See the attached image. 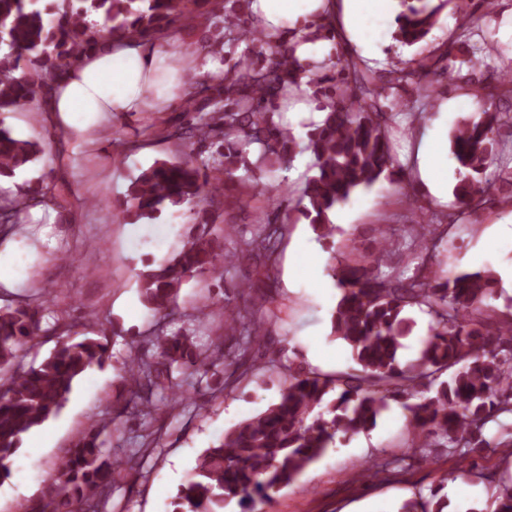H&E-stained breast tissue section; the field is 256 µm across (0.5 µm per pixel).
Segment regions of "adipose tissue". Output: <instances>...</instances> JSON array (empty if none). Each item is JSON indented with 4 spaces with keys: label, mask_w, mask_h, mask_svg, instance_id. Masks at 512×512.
<instances>
[{
    "label": "adipose tissue",
    "mask_w": 512,
    "mask_h": 512,
    "mask_svg": "<svg viewBox=\"0 0 512 512\" xmlns=\"http://www.w3.org/2000/svg\"><path fill=\"white\" fill-rule=\"evenodd\" d=\"M395 0H253L251 8L265 20L272 40L290 48L299 65L322 59L330 49L318 31L328 13H341L351 43H358V25H374L392 9ZM307 18L302 31L289 24ZM174 52L167 38L144 43L135 38L107 39L79 56L61 75L50 81L41 110L51 123L59 143V157H66L67 133L98 123L117 112L165 111L169 102L187 92V79L173 65ZM294 100L285 122L295 139L307 140L311 124H322L325 111L309 103L311 88L306 75H299ZM421 181L437 202L448 180V157L440 128L423 138L417 154Z\"/></svg>",
    "instance_id": "adipose-tissue-1"
}]
</instances>
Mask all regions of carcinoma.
I'll list each match as a JSON object with an SVG mask.
<instances>
[{
  "label": "carcinoma",
  "mask_w": 512,
  "mask_h": 512,
  "mask_svg": "<svg viewBox=\"0 0 512 512\" xmlns=\"http://www.w3.org/2000/svg\"><path fill=\"white\" fill-rule=\"evenodd\" d=\"M393 39L414 45L429 34L440 7L426 0H403ZM224 12V37L245 44L239 59L217 81L202 75L195 81L202 104L185 99L186 120L168 137L189 153L156 159L140 171L125 195L128 223L152 219L162 211L187 205L196 215L197 234L165 262L140 276L142 303L158 317V351L151 359L129 358L125 369L135 386L132 409L145 416L176 405L173 370L208 374L213 355L192 337L166 334L164 322L179 314L177 299L184 283L208 271L221 279L240 261L271 260L272 240L280 230L281 202L269 199L253 207L251 238L243 248L226 249L227 238L241 233L224 224V234L209 232L215 218L208 198L232 187L235 202L249 203L266 194L262 178L290 164L298 147L275 123L274 107L288 95L293 62L270 45L259 25L243 20L245 4L226 7L221 0H0V114L35 109L49 82L100 39L132 36L149 43L177 26H204ZM342 78L331 94L323 124L308 138L316 174L302 190L297 217L311 224L322 239L336 225L329 213L381 176L398 173L386 126L391 115L381 99L387 91L411 81L406 67L383 80L352 56L332 62ZM512 116L484 107L479 116L458 125L451 150L459 166L453 195L458 214L474 202L487 203L512 185V154L499 130ZM45 152V145L21 138L0 123V178H14ZM496 167L501 185L486 181ZM58 202L60 195L41 181L23 183L13 199L0 200V224H18L36 198ZM435 224H419L409 239L387 238L373 253H355L334 270L341 296L333 312L332 333L350 351L353 373L289 371L280 399L263 412L224 433L206 449L178 489L172 512H224L237 499L241 512H261L273 494L294 484L336 442L376 425L389 400L402 402L421 438L420 458L441 448L460 461L512 448V316L487 304L494 295L490 269L450 276L438 269L406 275L381 265L396 251L437 247ZM415 309L430 317L419 356L401 364V340L412 329L407 314ZM266 321L246 308L224 306V335L246 346L259 343ZM42 333L40 306L25 299L0 308V483L10 475L9 458L23 436L56 416L74 384L91 368L110 358L108 344L85 337L59 343L38 365H16L18 350ZM337 396L329 398L330 393ZM120 472L105 454L99 436L85 437L67 451L50 484L30 512H74L112 489ZM418 495L404 512H443L437 500ZM494 512H512V480L502 485Z\"/></svg>",
  "instance_id": "1"
}]
</instances>
